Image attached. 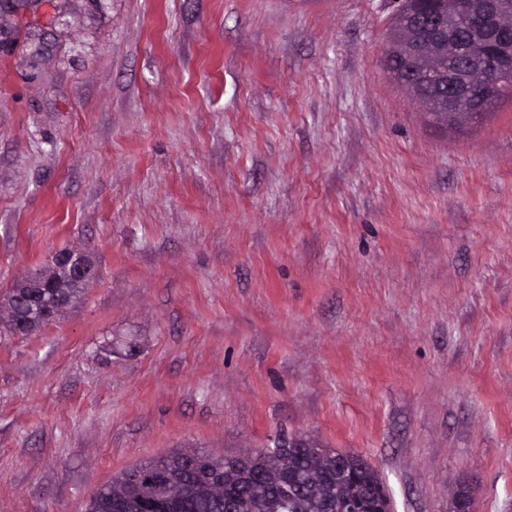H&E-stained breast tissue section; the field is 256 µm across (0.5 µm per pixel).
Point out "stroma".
Returning <instances> with one entry per match:
<instances>
[{"label": "stroma", "instance_id": "1", "mask_svg": "<svg viewBox=\"0 0 512 512\" xmlns=\"http://www.w3.org/2000/svg\"><path fill=\"white\" fill-rule=\"evenodd\" d=\"M393 0H40L0 15V512L180 449L365 458L394 512H512V100L458 132L384 69ZM58 260L72 266L75 277L86 284H89L94 278L95 263L89 252H84L79 256H72L67 252L58 251ZM34 276L41 281H46L48 286L44 288L39 280H29V288H44L37 304L25 299L27 289L21 287L26 279L19 283L17 281L5 295V301L0 302V322L4 323L11 332L28 335L37 331L76 301L84 289L73 282L69 270L59 265L55 256H52L43 272ZM60 297H66L68 304L54 308L51 313L52 318L46 319L43 310L54 306Z\"/></svg>", "mask_w": 512, "mask_h": 512}]
</instances>
